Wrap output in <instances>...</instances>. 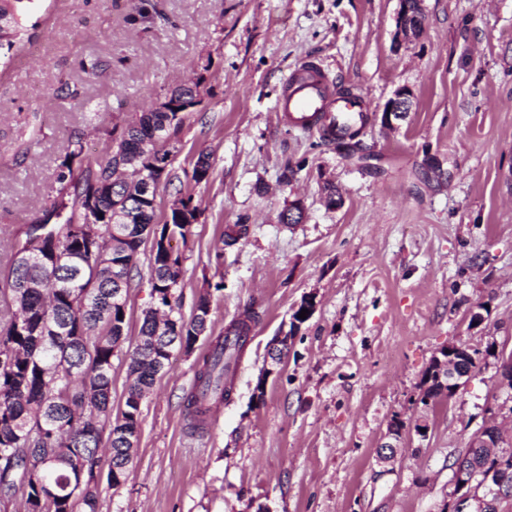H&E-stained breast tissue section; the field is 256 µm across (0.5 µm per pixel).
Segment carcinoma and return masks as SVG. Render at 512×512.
Wrapping results in <instances>:
<instances>
[{
    "instance_id": "1",
    "label": "carcinoma",
    "mask_w": 512,
    "mask_h": 512,
    "mask_svg": "<svg viewBox=\"0 0 512 512\" xmlns=\"http://www.w3.org/2000/svg\"><path fill=\"white\" fill-rule=\"evenodd\" d=\"M35 0H0V51L12 50L29 42L32 35L23 24ZM196 106L192 92L178 112H139L121 130H112L105 157L87 166L74 177L72 161L82 152L80 141L61 164L57 179L61 184V208L68 213L54 231L43 233L44 225L32 224L26 242L40 240V253L58 251L63 264L56 265L36 257L25 267L13 261L8 289L21 283L32 287L20 295H11L16 311L0 329V356L11 358L0 365V493L11 499L27 486V512H34L37 494L33 484H24L27 474L41 469L44 458H54L45 478L57 489V497L42 505L40 512H96L101 462L107 463L108 488L119 487L132 464V453L124 443L125 435L139 429L140 406L153 386L158 372L149 362L139 359L140 350L149 348L154 338L170 336L175 346L187 349L208 328L209 301L202 298L190 320L178 311L175 290L180 276L179 258L157 245L151 248L152 290L155 308L144 312L140 336L131 362L133 384L129 387L125 409L111 417L112 357L127 339L126 302L131 273L140 248L151 239H165L168 233L186 238L197 207L192 197L180 199L187 210L171 222L155 224V199L171 159L155 151L161 136L177 135ZM130 162L128 170L138 176L132 186L114 183L117 194L128 195L129 208H114L110 197H99L98 207L87 212L84 194L94 181L113 178L117 160ZM93 215L102 237L88 242L80 227ZM109 247V264L101 270V282L86 295L73 297L78 270L96 262L100 250ZM247 337L239 331H226L216 340L211 354L197 370L195 385L185 397V410L195 428L205 426L212 391L228 399L227 385L232 369L240 359ZM113 420L107 442H102L101 422ZM81 455L87 478L84 492L71 489L72 457Z\"/></svg>"
}]
</instances>
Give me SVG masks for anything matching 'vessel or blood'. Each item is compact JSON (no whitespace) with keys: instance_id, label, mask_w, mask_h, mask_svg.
Masks as SVG:
<instances>
[{"instance_id":"obj_1","label":"vessel or blood","mask_w":512,"mask_h":512,"mask_svg":"<svg viewBox=\"0 0 512 512\" xmlns=\"http://www.w3.org/2000/svg\"><path fill=\"white\" fill-rule=\"evenodd\" d=\"M278 110L293 127L332 139L345 127L358 125L369 107L358 94L339 92L323 67L309 60L284 80Z\"/></svg>"}]
</instances>
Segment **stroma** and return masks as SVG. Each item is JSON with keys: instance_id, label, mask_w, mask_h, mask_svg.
I'll return each mask as SVG.
<instances>
[{"instance_id": "35a3bbf8", "label": "stroma", "mask_w": 512, "mask_h": 512, "mask_svg": "<svg viewBox=\"0 0 512 512\" xmlns=\"http://www.w3.org/2000/svg\"><path fill=\"white\" fill-rule=\"evenodd\" d=\"M419 35L397 32L399 0H36L32 42L0 65V290L27 225L58 200L67 140L102 159L112 127L180 83L197 84L160 191L175 186L197 221L172 243L180 312L210 300L209 328L175 349L141 404L126 481L101 487L97 512H440L450 455L466 448L497 392L479 363L436 403L427 436L393 463L377 450L393 416L412 420L423 373L448 343L512 350V0H422ZM378 112L413 93L396 127L369 120L347 154L280 119L281 84L308 59ZM211 169L192 181L199 154ZM342 198L328 207L323 187ZM303 200L302 223L280 219ZM246 220L233 246L224 232ZM142 246L112 358L113 411L132 382L130 355L153 307ZM316 308L298 330L305 296ZM485 305L481 325L469 312ZM258 318L231 396L192 429L184 399L218 336ZM287 357L263 376L276 336Z\"/></svg>"}]
</instances>
